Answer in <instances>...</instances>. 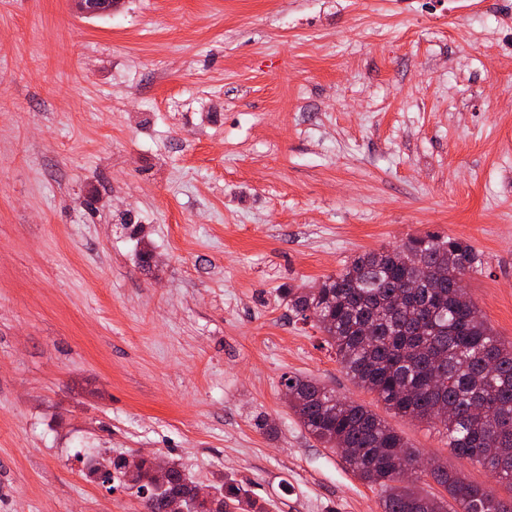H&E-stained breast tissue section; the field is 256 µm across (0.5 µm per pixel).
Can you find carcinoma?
Returning a JSON list of instances; mask_svg holds the SVG:
<instances>
[{
  "label": "carcinoma",
  "mask_w": 512,
  "mask_h": 512,
  "mask_svg": "<svg viewBox=\"0 0 512 512\" xmlns=\"http://www.w3.org/2000/svg\"><path fill=\"white\" fill-rule=\"evenodd\" d=\"M482 254L469 241L439 234L410 237L401 245L365 251L317 288L283 289L288 310L314 319L335 349L346 375L375 394L387 410L433 425L449 450L493 472L512 487V342H502L480 315L459 275L476 272ZM419 280L400 303L397 293ZM288 404L322 447L342 456L361 481L384 492L382 512H512L489 487L469 482L433 460L405 475L402 461L419 454L375 412L341 399L314 379L290 376ZM165 490L151 512H166L167 498H192L194 482L173 461ZM152 463L134 468L124 456L109 459L102 483L118 479L139 495L149 489ZM430 478L439 494L417 489ZM215 500L195 512H265L233 483L214 486Z\"/></svg>",
  "instance_id": "cac0c4a2"
}]
</instances>
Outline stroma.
<instances>
[{
    "instance_id": "stroma-1",
    "label": "stroma",
    "mask_w": 512,
    "mask_h": 512,
    "mask_svg": "<svg viewBox=\"0 0 512 512\" xmlns=\"http://www.w3.org/2000/svg\"><path fill=\"white\" fill-rule=\"evenodd\" d=\"M512 0H0V512H142L151 451L266 512H381L283 376L355 385L288 286L437 232L512 342ZM155 457V455L151 454H136L129 456L119 455L109 458L108 462L111 469L102 470V483H109L112 479L116 478L129 489H136V493L139 496L144 495V492L149 490L147 476L153 463L141 461L153 460ZM126 460L130 466H134L135 464L137 465H135L134 469H129Z\"/></svg>"
}]
</instances>
